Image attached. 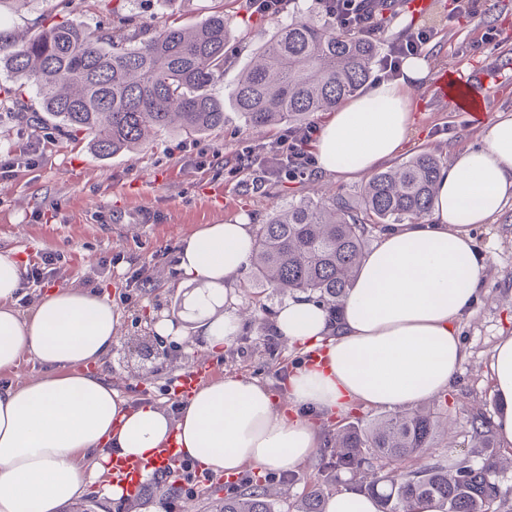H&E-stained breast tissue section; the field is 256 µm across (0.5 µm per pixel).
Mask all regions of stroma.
<instances>
[{
	"label": "stroma",
	"instance_id": "stroma-1",
	"mask_svg": "<svg viewBox=\"0 0 512 512\" xmlns=\"http://www.w3.org/2000/svg\"><path fill=\"white\" fill-rule=\"evenodd\" d=\"M427 2L426 9L405 10L388 22L378 42L384 50L409 28L433 29L427 56L430 73L476 76L484 105L481 120H474L453 99L436 95L430 83H422L414 97V130L405 153L429 151L450 164L458 147L480 146L483 130L499 115L512 114V6L485 0L481 19L469 23L452 18L454 0ZM218 6L224 9L228 28L247 38L246 50L214 87L223 97L248 63L251 49L286 23L287 15L251 14L245 0H168L164 5L134 0L132 12L137 22L157 29L174 20H202ZM65 15L62 0H27L21 10L0 13V33L26 36L37 32L43 19ZM487 26L498 32V49L470 52V44ZM282 132L279 126L246 128L229 106L223 129L212 134L170 131L138 152L106 158L54 126L33 129L19 114L0 107V160L19 155L36 136L44 138L48 148L36 164H19L0 177V248L14 249L27 263L47 252L59 256L54 276L26 289L24 305L52 287L107 292L120 313V326L103 371L130 401L175 411L172 380L202 362L215 377L244 375L281 391L283 369L293 368L302 354L297 344L273 336L274 315L284 294L259 284L247 267L233 277L234 300L251 311L252 318L223 351L205 349L195 321H185L181 338L167 340L163 355L148 357L144 350L157 340L154 318L182 319L187 290L179 285L176 251L201 226L234 220L256 225L273 206L305 196L340 192L358 198L364 178H331L318 169L295 178L283 171L253 186V172L236 169L238 152L247 145L274 142ZM477 244L489 261L487 298L460 324L466 358L453 385L425 402L447 415L452 425L433 450V459L441 462L470 457V417L479 412L492 417L499 410L488 364L500 337L512 334V203L493 223L478 229ZM296 472L295 483H273L275 512H290L314 487L327 496L340 488L336 481L318 483L314 462L298 466ZM223 495V485L211 482L198 486L195 495L180 497L172 476L154 475L145 480L138 497L111 502L96 491L86 503L93 512H143L160 499L165 512H209Z\"/></svg>",
	"mask_w": 512,
	"mask_h": 512
}]
</instances>
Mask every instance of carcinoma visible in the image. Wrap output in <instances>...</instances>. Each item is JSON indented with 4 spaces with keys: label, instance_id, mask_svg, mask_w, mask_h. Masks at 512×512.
I'll return each mask as SVG.
<instances>
[{
    "label": "carcinoma",
    "instance_id": "1",
    "mask_svg": "<svg viewBox=\"0 0 512 512\" xmlns=\"http://www.w3.org/2000/svg\"><path fill=\"white\" fill-rule=\"evenodd\" d=\"M286 10L288 22L256 50L226 98L250 128L304 126L359 95L373 75L377 42L295 9L294 0ZM244 41L224 24L222 9L160 30L130 14L118 27L94 30L68 17L28 38L0 41V62L11 78L36 87L34 125L50 123L109 156L142 147L152 134L224 128L226 99L212 87ZM443 170L439 156L419 152L373 174L355 202L338 193L273 207L256 231L254 277L283 293L314 296L337 313L371 238L389 224L427 216ZM447 429L448 421L426 408L341 425L317 470L327 482L352 474L358 489L378 499L380 512H413L426 499L446 512H490L503 473L491 418L481 413L469 421L478 463L427 460ZM216 512H274V504L263 485L253 484L224 498Z\"/></svg>",
    "mask_w": 512,
    "mask_h": 512
}]
</instances>
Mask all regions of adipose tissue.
Masks as SVG:
<instances>
[{
    "mask_svg": "<svg viewBox=\"0 0 512 512\" xmlns=\"http://www.w3.org/2000/svg\"><path fill=\"white\" fill-rule=\"evenodd\" d=\"M427 74L426 59H407L401 78L378 82L333 112L316 141L318 167L350 176L393 157L408 140L412 92ZM511 201L507 115L485 129L481 146L457 152L431 218L383 233L339 321L304 296L282 303L278 333L309 353L282 394L227 376L198 386L174 416L130 403L103 374L119 325L108 294L53 288L19 310L22 267L14 250H0V372L25 356L47 369L35 380L0 384V512H62L104 480L114 457L150 461L172 440L215 473L247 464L288 471L316 456L320 421L356 405L409 407L445 392L465 358L459 323L479 303L488 265L473 231ZM253 247V226L235 221L205 225L179 249L178 267L193 288L189 308L206 320L212 349L239 329V309L221 305ZM489 376L500 406L495 429L512 446V336L496 344Z\"/></svg>",
    "mask_w": 512,
    "mask_h": 512,
    "instance_id": "adipose-tissue-1",
    "label": "adipose tissue"
}]
</instances>
